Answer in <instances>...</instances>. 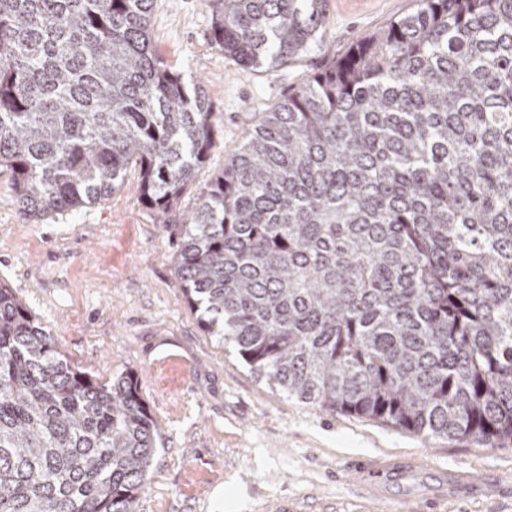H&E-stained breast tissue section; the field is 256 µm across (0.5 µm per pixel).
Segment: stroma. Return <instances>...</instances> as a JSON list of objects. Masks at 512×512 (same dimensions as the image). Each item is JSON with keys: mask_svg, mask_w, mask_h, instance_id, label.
<instances>
[{"mask_svg": "<svg viewBox=\"0 0 512 512\" xmlns=\"http://www.w3.org/2000/svg\"><path fill=\"white\" fill-rule=\"evenodd\" d=\"M415 0H327L322 38L277 68L247 70L211 41L204 0H154L158 54L204 87L221 126L197 183L221 171L248 128L306 76ZM163 216L139 170L94 205L30 217L0 173V282L72 365L97 381L134 372L162 446L136 512H512V447L431 445L380 423L286 397L199 327L175 273ZM173 350L179 362L161 356Z\"/></svg>", "mask_w": 512, "mask_h": 512, "instance_id": "stroma-1", "label": "stroma"}]
</instances>
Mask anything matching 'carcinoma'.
Here are the masks:
<instances>
[{
  "instance_id": "1",
  "label": "carcinoma",
  "mask_w": 512,
  "mask_h": 512,
  "mask_svg": "<svg viewBox=\"0 0 512 512\" xmlns=\"http://www.w3.org/2000/svg\"><path fill=\"white\" fill-rule=\"evenodd\" d=\"M154 0H0V172L33 216L139 168L167 214L219 119L156 52ZM247 69L326 0H206ZM175 273L204 332L305 403L439 442L512 444V0H416L306 77L198 189ZM161 431L0 284V512H136Z\"/></svg>"
}]
</instances>
